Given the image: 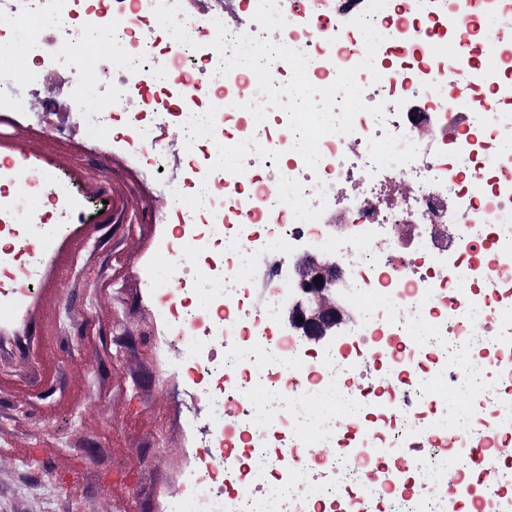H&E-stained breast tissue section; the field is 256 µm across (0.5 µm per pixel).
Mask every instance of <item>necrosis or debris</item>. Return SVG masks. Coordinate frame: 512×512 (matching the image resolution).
I'll return each instance as SVG.
<instances>
[{
  "label": "necrosis or debris",
  "instance_id": "4bbe7bcc",
  "mask_svg": "<svg viewBox=\"0 0 512 512\" xmlns=\"http://www.w3.org/2000/svg\"><path fill=\"white\" fill-rule=\"evenodd\" d=\"M0 0V112L18 89L53 105L45 60L75 73L106 33L113 52L99 69L108 83L70 84L91 101L84 128L117 117L130 134L121 150L159 173L169 161L161 134L185 140L184 182L164 185L165 225L155 240L170 265L150 267L143 293L152 315L145 345L206 404L203 449L181 477L166 512H323L360 502L380 471L404 460L409 438L427 430L433 455L406 475L421 497L378 489L379 512H444L437 486L441 448L483 441L485 423L464 429L435 380L478 414L492 412L500 447L512 446V393L489 367L501 335L493 303H512V0H469L470 25L450 23L457 0ZM496 58L488 63V41ZM79 47L56 56L57 44ZM304 66L313 100L294 93L292 62ZM492 108L455 111L462 98ZM237 159L225 167L224 155ZM57 174L18 180L0 158V185L20 184L72 215L76 190ZM196 204L182 206L184 191ZM65 224L20 210L0 192V330L20 317L23 294L43 276L42 256ZM334 246L351 295L363 300L339 344L309 356L282 326L288 282L273 248L284 241ZM494 251L495 265L484 260ZM425 336L399 347L400 336ZM359 409L358 428L338 438L337 405ZM296 453L287 472H268L269 439ZM386 457L357 455L365 443ZM244 445L251 465L224 469Z\"/></svg>",
  "mask_w": 512,
  "mask_h": 512
}]
</instances>
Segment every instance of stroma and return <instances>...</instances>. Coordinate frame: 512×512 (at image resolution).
Listing matches in <instances>:
<instances>
[{"instance_id":"1","label":"stroma","mask_w":512,"mask_h":512,"mask_svg":"<svg viewBox=\"0 0 512 512\" xmlns=\"http://www.w3.org/2000/svg\"><path fill=\"white\" fill-rule=\"evenodd\" d=\"M22 116H0V154L75 178L96 200L57 242L23 318L0 332V512H161L188 463L179 417L207 409L144 351L151 327L139 283L164 209L158 180L121 151L20 92Z\"/></svg>"}]
</instances>
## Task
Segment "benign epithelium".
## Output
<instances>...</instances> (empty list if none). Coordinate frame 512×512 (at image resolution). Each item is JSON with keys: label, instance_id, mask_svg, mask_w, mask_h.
I'll use <instances>...</instances> for the list:
<instances>
[{"label": "benign epithelium", "instance_id": "obj_1", "mask_svg": "<svg viewBox=\"0 0 512 512\" xmlns=\"http://www.w3.org/2000/svg\"><path fill=\"white\" fill-rule=\"evenodd\" d=\"M343 268L336 259L325 255H305L295 266L288 304V329L308 343H319L335 337L349 319V313L338 299V286ZM321 278V283L314 278ZM303 321H298V318Z\"/></svg>", "mask_w": 512, "mask_h": 512}]
</instances>
